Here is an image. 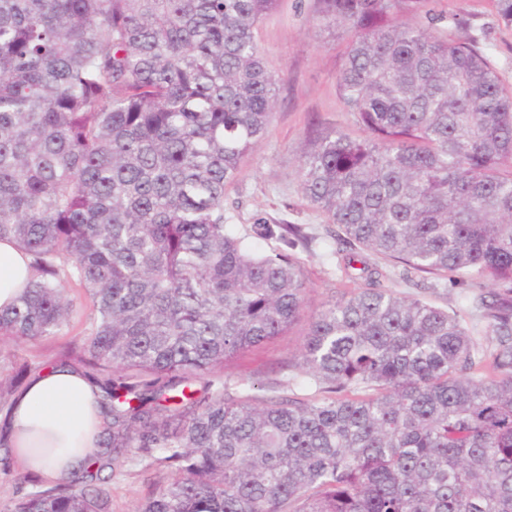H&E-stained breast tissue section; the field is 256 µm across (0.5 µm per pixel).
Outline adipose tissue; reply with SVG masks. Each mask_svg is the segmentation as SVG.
I'll use <instances>...</instances> for the list:
<instances>
[{
  "label": "adipose tissue",
  "instance_id": "adipose-tissue-1",
  "mask_svg": "<svg viewBox=\"0 0 512 512\" xmlns=\"http://www.w3.org/2000/svg\"><path fill=\"white\" fill-rule=\"evenodd\" d=\"M27 256L0 241V308L11 305L29 280ZM9 444L23 469L48 482L65 479L97 451L101 418L96 396L79 374L47 369L15 399L9 416Z\"/></svg>",
  "mask_w": 512,
  "mask_h": 512
}]
</instances>
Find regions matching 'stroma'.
I'll list each match as a JSON object with an SVG mask.
<instances>
[{"label": "stroma", "instance_id": "stroma-1", "mask_svg": "<svg viewBox=\"0 0 512 512\" xmlns=\"http://www.w3.org/2000/svg\"><path fill=\"white\" fill-rule=\"evenodd\" d=\"M434 9L447 19L459 17L458 36L466 41L477 39L501 79L512 85V25L500 19L495 0H434ZM316 23V0H279L259 25L256 40L265 66L281 78L278 101L264 140L243 159L237 179L224 191L227 223L249 234L256 250L282 246L278 238L254 235L253 226L259 221L298 224L310 238L308 245L294 251L309 284L308 303L300 321L286 335L239 354L226 369L212 375L230 391L250 389L261 399L314 393L315 386L308 378L291 379L290 366L298 359L314 314L359 285L338 268V252L343 248L339 227L327 223L306 201L297 175L313 132L342 129L352 137L363 136L336 91V70L345 42L319 32ZM380 285L398 295L456 311L473 338L485 342L480 289H459L449 276L434 284L423 274H404L402 267L390 262L382 265ZM68 292L75 311L61 334L0 343V512H7L15 499L31 489L5 438L7 413L16 396L8 385L23 364H48L65 351L81 349L87 332L89 304L78 287H69ZM165 477V472L154 468L130 467L112 482V512H133Z\"/></svg>", "mask_w": 512, "mask_h": 512}]
</instances>
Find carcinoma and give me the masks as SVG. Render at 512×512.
Returning a JSON list of instances; mask_svg holds the SVG:
<instances>
[{
  "instance_id": "cac0c4a2",
  "label": "carcinoma",
  "mask_w": 512,
  "mask_h": 512,
  "mask_svg": "<svg viewBox=\"0 0 512 512\" xmlns=\"http://www.w3.org/2000/svg\"><path fill=\"white\" fill-rule=\"evenodd\" d=\"M278 2L0 0V240L32 270L0 336L61 333L82 288L90 328L61 366L102 418L101 451L9 512H112L135 460L167 474L135 512H512V86L432 0H317L365 136H314L298 178L348 239L343 270L368 251L487 288L486 345L453 311L361 288L312 318L293 369L317 394L195 387L307 305L294 254L224 223L274 115L255 33Z\"/></svg>"
}]
</instances>
